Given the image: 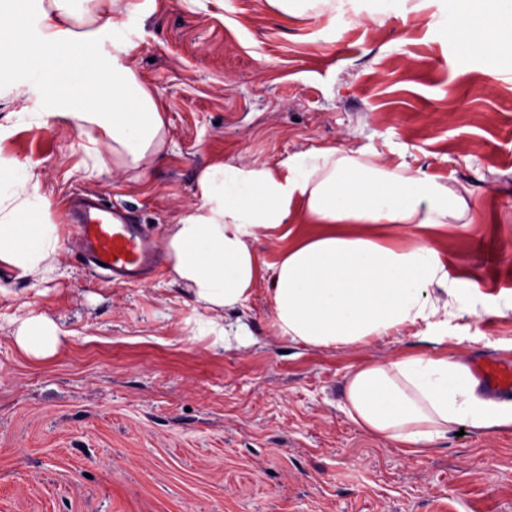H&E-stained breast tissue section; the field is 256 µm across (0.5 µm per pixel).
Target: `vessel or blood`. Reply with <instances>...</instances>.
<instances>
[{"label":"vessel or blood","mask_w":512,"mask_h":512,"mask_svg":"<svg viewBox=\"0 0 512 512\" xmlns=\"http://www.w3.org/2000/svg\"><path fill=\"white\" fill-rule=\"evenodd\" d=\"M74 240L87 266L125 283L137 282L153 266L158 250L157 241L141 225L130 223L123 209L97 200L77 215ZM473 372L491 392L512 395V364L477 362Z\"/></svg>","instance_id":"obj_1"}]
</instances>
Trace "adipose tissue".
<instances>
[{"label":"adipose tissue","instance_id":"obj_1","mask_svg":"<svg viewBox=\"0 0 512 512\" xmlns=\"http://www.w3.org/2000/svg\"><path fill=\"white\" fill-rule=\"evenodd\" d=\"M48 0L38 14L0 9V54L21 55L26 80L57 118L77 131L97 174L119 162L142 170L167 142L159 102L130 57L123 0ZM95 27L75 37L78 18ZM438 23L449 41L495 66L512 56V10L493 0H445ZM199 202L169 225L165 241L174 284L196 307L233 315L240 332L261 278L270 282L272 329L293 343L322 348L363 343L426 323L448 327L451 314L500 312L476 306L478 286L449 279L439 238L464 223L467 198L436 179L406 175L350 153L296 152L274 170L215 162L196 179ZM278 230L292 243L262 270L254 243ZM59 226L49 217L41 177L0 155V266L21 280L52 273ZM468 367L420 356L372 362L349 373L345 411L368 434L402 448H427L465 422L479 430L512 424V409L476 392Z\"/></svg>","mask_w":512,"mask_h":512}]
</instances>
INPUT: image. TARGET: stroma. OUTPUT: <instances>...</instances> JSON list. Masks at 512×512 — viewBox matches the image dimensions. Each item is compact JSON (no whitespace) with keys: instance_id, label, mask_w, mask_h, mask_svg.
I'll return each mask as SVG.
<instances>
[{"instance_id":"obj_1","label":"stroma","mask_w":512,"mask_h":512,"mask_svg":"<svg viewBox=\"0 0 512 512\" xmlns=\"http://www.w3.org/2000/svg\"><path fill=\"white\" fill-rule=\"evenodd\" d=\"M132 62L165 110L167 144L142 176H92L55 118L9 128L0 151L40 174L63 241L55 269L0 294V512H512V426L465 427L408 455L356 426L346 376L406 356L512 363V309L457 315L315 349L274 336L268 284L255 343L225 348L169 271L116 286L69 247L66 208L96 194L156 236L195 201L197 171L281 169L306 149L357 151L435 178L473 204L440 241L480 301L512 298V57L450 62L440 4L407 19L284 16L268 0H139ZM50 320L47 351L17 335Z\"/></svg>"}]
</instances>
